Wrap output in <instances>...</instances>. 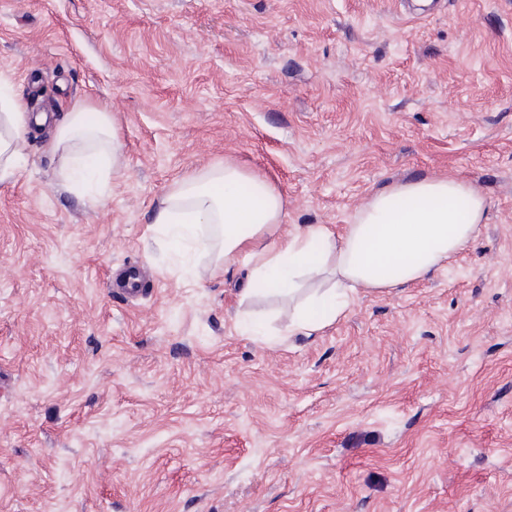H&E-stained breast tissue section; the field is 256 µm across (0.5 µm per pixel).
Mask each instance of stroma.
I'll return each instance as SVG.
<instances>
[{
    "mask_svg": "<svg viewBox=\"0 0 512 512\" xmlns=\"http://www.w3.org/2000/svg\"><path fill=\"white\" fill-rule=\"evenodd\" d=\"M0 76L34 115L107 108L125 158L89 204L31 126L0 184V512H512V0H0ZM226 159L283 234L409 178L488 210L446 270L295 335L245 264L185 275L153 232Z\"/></svg>",
    "mask_w": 512,
    "mask_h": 512,
    "instance_id": "obj_1",
    "label": "stroma"
}]
</instances>
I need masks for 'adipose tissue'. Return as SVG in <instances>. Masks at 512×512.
Listing matches in <instances>:
<instances>
[{
	"label": "adipose tissue",
	"instance_id": "obj_1",
	"mask_svg": "<svg viewBox=\"0 0 512 512\" xmlns=\"http://www.w3.org/2000/svg\"><path fill=\"white\" fill-rule=\"evenodd\" d=\"M47 123V115L26 112L10 81L0 77V184L19 173L26 127ZM54 125L59 187L76 190L94 176L87 195L97 200L124 165L111 112L99 109L90 116L79 108ZM486 209L485 197L463 180L414 178L375 190L340 230L310 224L280 238L285 202L277 186L227 161L178 181L153 211L152 222L175 255L207 258L212 273L247 261L243 299H294L286 314L288 330L309 335L334 323L357 289L401 288L442 269L474 240Z\"/></svg>",
	"mask_w": 512,
	"mask_h": 512
}]
</instances>
